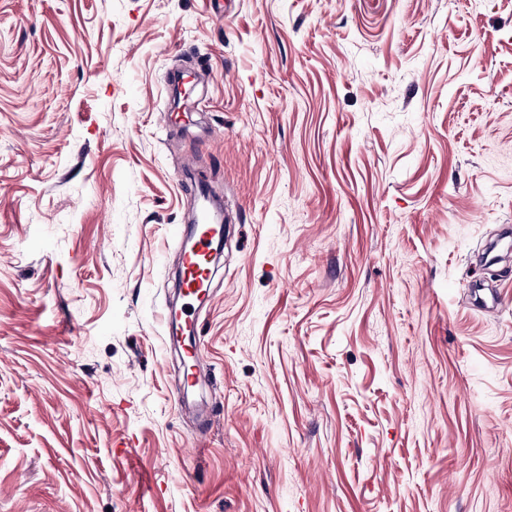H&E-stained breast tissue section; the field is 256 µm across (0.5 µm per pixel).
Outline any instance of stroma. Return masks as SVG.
<instances>
[{
    "instance_id": "stroma-1",
    "label": "stroma",
    "mask_w": 512,
    "mask_h": 512,
    "mask_svg": "<svg viewBox=\"0 0 512 512\" xmlns=\"http://www.w3.org/2000/svg\"><path fill=\"white\" fill-rule=\"evenodd\" d=\"M508 228L512 0H0V512H512ZM210 219L209 212L199 208L195 215L196 231L192 247L185 249L181 241L183 248L180 260L184 297L191 298L198 305L210 301L209 284L212 275L210 255L221 236L219 228L210 224ZM182 361L184 364L183 378L179 384V392L175 395V402H179V394H185L196 386L197 370L200 359L199 348L194 341L186 342L181 350Z\"/></svg>"
}]
</instances>
